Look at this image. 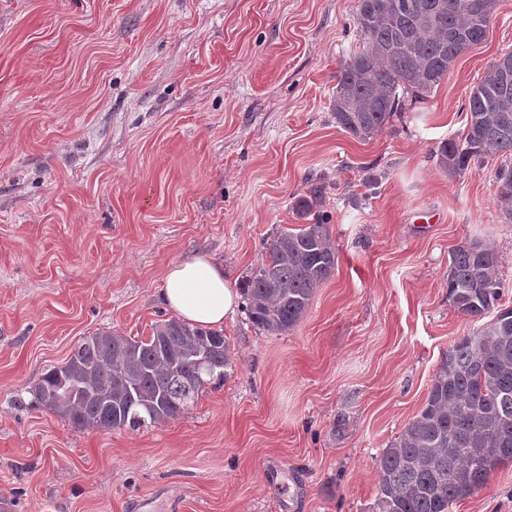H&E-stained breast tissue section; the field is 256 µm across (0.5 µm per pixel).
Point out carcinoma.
Here are the masks:
<instances>
[{
	"label": "carcinoma",
	"mask_w": 512,
	"mask_h": 512,
	"mask_svg": "<svg viewBox=\"0 0 512 512\" xmlns=\"http://www.w3.org/2000/svg\"><path fill=\"white\" fill-rule=\"evenodd\" d=\"M359 2L362 48L340 70L332 111L342 130L366 141L405 110V99H425L454 60L485 39L497 0ZM504 155H512L511 51L470 92L464 138L437 151L439 167L450 174ZM494 177L512 220V166H498ZM325 190L316 181L295 197L293 211L306 224L268 238L262 262L243 280L249 318L268 332L296 325L336 268L328 218L319 210ZM498 265L497 253L479 242L451 251L448 299L479 326L448 348L423 408L376 458L372 512H450L512 462V309L498 308ZM230 367L224 331L170 318L147 340L110 331L84 338L32 394L34 405L75 428L136 431L179 417L203 386L223 384ZM74 383L82 392L67 394Z\"/></svg>",
	"instance_id": "obj_1"
}]
</instances>
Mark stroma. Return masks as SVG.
I'll list each match as a JSON object with an SVG mask.
<instances>
[{
  "instance_id": "stroma-1",
  "label": "stroma",
  "mask_w": 512,
  "mask_h": 512,
  "mask_svg": "<svg viewBox=\"0 0 512 512\" xmlns=\"http://www.w3.org/2000/svg\"><path fill=\"white\" fill-rule=\"evenodd\" d=\"M359 0H0V512H372L375 458L477 324L451 249L499 256L493 172L440 169L470 91L512 51V0L426 100L362 141L331 100ZM320 180L334 273L290 331L226 320L233 371L178 418L85 431L31 388L86 336L172 318L165 268L235 283ZM451 512H512V463Z\"/></svg>"
}]
</instances>
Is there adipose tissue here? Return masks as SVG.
I'll return each mask as SVG.
<instances>
[{
  "label": "adipose tissue",
  "instance_id": "ef3b65f1",
  "mask_svg": "<svg viewBox=\"0 0 512 512\" xmlns=\"http://www.w3.org/2000/svg\"><path fill=\"white\" fill-rule=\"evenodd\" d=\"M162 293L178 317L202 327L222 326L235 315L240 301L223 266L206 255L168 265Z\"/></svg>",
  "mask_w": 512,
  "mask_h": 512
}]
</instances>
